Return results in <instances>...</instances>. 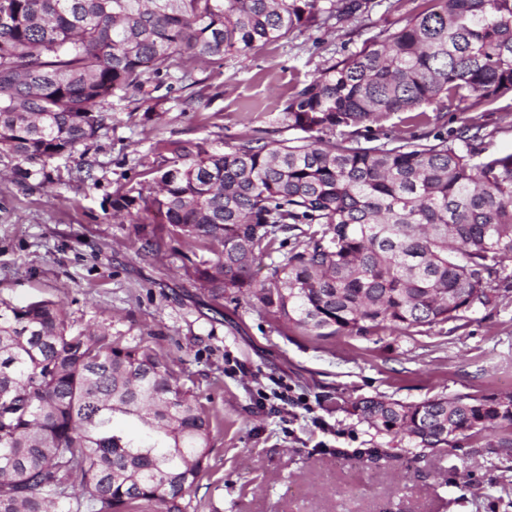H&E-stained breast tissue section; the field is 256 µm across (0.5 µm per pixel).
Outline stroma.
Returning <instances> with one entry per match:
<instances>
[{
	"instance_id": "obj_1",
	"label": "stroma",
	"mask_w": 512,
	"mask_h": 512,
	"mask_svg": "<svg viewBox=\"0 0 512 512\" xmlns=\"http://www.w3.org/2000/svg\"><path fill=\"white\" fill-rule=\"evenodd\" d=\"M426 7H375L367 26L344 21L294 41L181 58L193 84H173L156 108L124 102L108 137L85 154L15 176L0 154V299L63 303L78 327L144 337L179 361L215 416L198 512H512V460L491 453L496 433L422 456L354 415L378 394L416 404L438 395H512V291L490 309L428 331L308 336L277 323L249 297L214 300L183 269L187 247L168 225L112 216V196L146 181L167 158V140L224 145L263 130L291 138L280 120L291 86L397 29ZM512 100L495 110L450 112L489 131L493 151H512ZM383 448L386 458L351 457Z\"/></svg>"
}]
</instances>
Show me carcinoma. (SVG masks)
I'll list each match as a JSON object with an SVG mask.
<instances>
[{"instance_id": "cac0c4a2", "label": "carcinoma", "mask_w": 512, "mask_h": 512, "mask_svg": "<svg viewBox=\"0 0 512 512\" xmlns=\"http://www.w3.org/2000/svg\"><path fill=\"white\" fill-rule=\"evenodd\" d=\"M428 2L292 88L282 120L296 137L172 141L152 184L112 197V216L169 225L209 254L185 269L212 297H253L308 335L432 328L495 306L512 286L500 277L512 152L488 150L480 126L448 135L438 122L512 95V0ZM377 5L0 0V152L70 156L109 134L113 102L191 80L172 73L184 55L245 54ZM395 114L404 131L367 134ZM296 229L306 240L290 247ZM176 366L143 339L74 327L52 300H0V512H188L213 417ZM354 409L421 454L496 431L492 453L512 459V395L377 396Z\"/></svg>"}]
</instances>
